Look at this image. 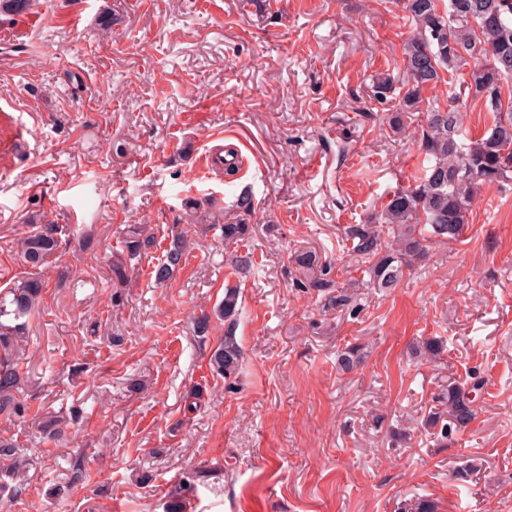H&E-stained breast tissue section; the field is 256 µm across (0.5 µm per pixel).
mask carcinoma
Returning <instances> with one entry per match:
<instances>
[{
	"label": "carcinoma",
	"mask_w": 512,
	"mask_h": 512,
	"mask_svg": "<svg viewBox=\"0 0 512 512\" xmlns=\"http://www.w3.org/2000/svg\"><path fill=\"white\" fill-rule=\"evenodd\" d=\"M397 2L413 26L402 46L403 72L382 74L371 86V100L391 106L386 114L390 130L403 131L406 113L418 108L425 90L446 82L459 86L460 92L448 91L445 103L435 100L427 109L419 141L422 165L412 183L393 191L362 223L340 225V238L361 269V284L380 292L396 287L432 245L459 241L482 187L512 182V0H448L445 8L440 0ZM468 99L481 102L494 117L473 139L462 131V105ZM221 229L227 245L251 234L250 225L240 218L222 222ZM62 232L57 224L33 219L20 242L28 271L0 289V416L8 419L22 418L28 410L20 399L24 369L18 342L38 307L42 269L59 250ZM119 244L111 271L122 281L128 264L139 260L153 241L144 227L134 224ZM187 255V235L173 234L162 262L152 271L155 282L166 283ZM292 261L304 274L300 287L324 293L337 287L316 253H296ZM239 296L236 288L224 289L215 311L224 321V337L211 349L209 366L226 381L237 378L243 362L236 336ZM362 360L355 347L338 358L344 372ZM481 387L480 380L468 388L450 384L438 395L448 417L442 437L474 420ZM17 448L14 440L0 437V491L7 488L3 479L14 480L19 473Z\"/></svg>",
	"instance_id": "obj_1"
}]
</instances>
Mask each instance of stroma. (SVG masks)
Returning a JSON list of instances; mask_svg holds the SVG:
<instances>
[{
    "mask_svg": "<svg viewBox=\"0 0 512 512\" xmlns=\"http://www.w3.org/2000/svg\"><path fill=\"white\" fill-rule=\"evenodd\" d=\"M410 26L396 0H35L0 12V288L24 270L33 215L65 230L29 323L24 420L0 436L29 466L0 512H168L172 483L210 477L183 512H512V183L483 187L462 241L437 244L396 288L356 289L339 312L299 288L293 254L357 278L339 227L361 223L421 164L371 101L399 72ZM341 167L305 173L324 140ZM238 143L245 174L200 173ZM249 239L187 224L240 194ZM154 243L124 283L109 263L128 225ZM194 241L164 286L150 272L174 229ZM253 254V274L233 257ZM239 286L242 371L209 368L224 335L211 315ZM440 338L441 358H414ZM349 344L364 359L344 373ZM481 379L475 420L441 437L448 384ZM195 412H188L191 400ZM66 423L59 438L41 426ZM478 468L465 481L464 457Z\"/></svg>",
    "mask_w": 512,
    "mask_h": 512,
    "instance_id": "obj_1",
    "label": "stroma"
}]
</instances>
